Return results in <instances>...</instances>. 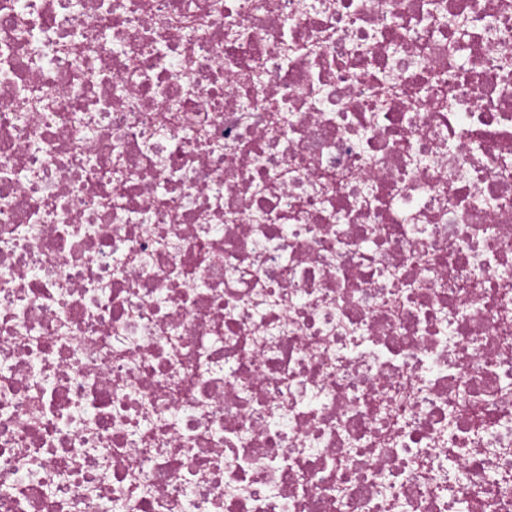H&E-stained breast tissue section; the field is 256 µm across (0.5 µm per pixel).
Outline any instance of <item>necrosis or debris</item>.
<instances>
[{"mask_svg": "<svg viewBox=\"0 0 512 512\" xmlns=\"http://www.w3.org/2000/svg\"><path fill=\"white\" fill-rule=\"evenodd\" d=\"M0 512H512V0H0Z\"/></svg>", "mask_w": 512, "mask_h": 512, "instance_id": "1", "label": "necrosis or debris"}]
</instances>
